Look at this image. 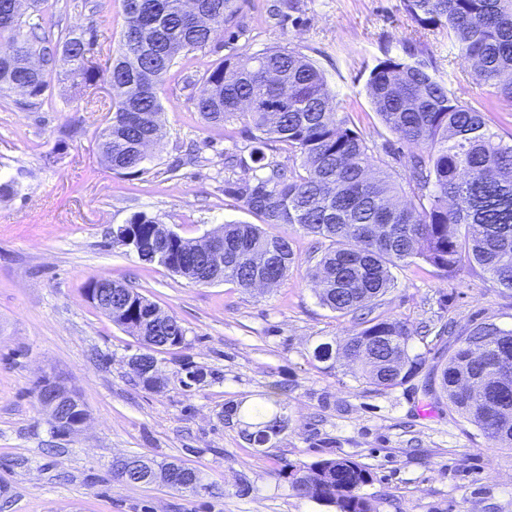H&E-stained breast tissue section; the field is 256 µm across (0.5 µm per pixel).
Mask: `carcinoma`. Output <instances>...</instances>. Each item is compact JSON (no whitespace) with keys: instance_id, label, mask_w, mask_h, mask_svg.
Listing matches in <instances>:
<instances>
[{"instance_id":"carcinoma-1","label":"carcinoma","mask_w":512,"mask_h":512,"mask_svg":"<svg viewBox=\"0 0 512 512\" xmlns=\"http://www.w3.org/2000/svg\"><path fill=\"white\" fill-rule=\"evenodd\" d=\"M20 0H0V16L9 15L11 32L0 41V92L27 85L29 106L39 104L48 79L66 69L73 84L104 80L112 88L115 110L99 134L102 155L112 171L136 175L151 156L143 142L162 138L159 86L182 53L205 48L220 28L232 26L237 0H197L208 17L202 24L182 13L183 0H137L140 13L126 2L120 56L102 71L85 57L102 52L94 32L68 33L54 45L38 35L42 18L31 21L16 10ZM423 28L444 34L460 56L472 63L470 77L512 102V0H402ZM205 88L194 108L213 125L248 119L251 178L224 181V192L243 202L259 224L223 227L224 266L216 282L241 288L259 284L265 274L280 281L295 264L287 226H298L320 253L312 273L322 306L355 323L341 340L322 342L312 353L318 362L342 359L356 378L389 389L418 374L425 356L412 350L416 331L398 319L370 317L374 301L396 285L393 270L427 264L450 274L463 265L478 267L501 288L512 290V143L494 132L485 118L489 108L466 107L450 96L447 83L423 61L387 57L370 71L366 89L371 104L399 142L412 148L406 183L410 200L387 171L375 167L365 139L351 128L342 101L327 88L323 72L305 56L270 49L227 57L209 66ZM279 146L297 164H275L266 150ZM145 213L112 230L133 236L145 248L158 247L154 224ZM205 249L182 236L162 251L170 271L194 280ZM152 302L131 304L112 314V323L137 336L147 350L158 347L156 333L167 330L169 315L148 318ZM440 376L448 403L494 443L512 447V387L495 384L497 371L512 366V329L481 322L457 338ZM243 439L262 448L288 426L282 401L268 398L251 410ZM185 481L194 494L211 490L202 474L184 463ZM295 494L325 501L340 512H371L362 490L370 472L347 458L285 464Z\"/></svg>"}]
</instances>
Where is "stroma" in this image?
I'll use <instances>...</instances> for the list:
<instances>
[{
	"label": "stroma",
	"mask_w": 512,
	"mask_h": 512,
	"mask_svg": "<svg viewBox=\"0 0 512 512\" xmlns=\"http://www.w3.org/2000/svg\"><path fill=\"white\" fill-rule=\"evenodd\" d=\"M273 0H238V37L218 31L205 49L177 58L160 86L163 137L145 172L109 169L98 136L112 105L105 82L72 89L52 76L41 107L20 94L0 96V512H336L300 498L280 469L288 463L349 458L373 477L365 492L375 512H512V449L495 445L447 399H434L425 374L378 390L348 367L312 357L322 342L347 335L351 318L320 305L311 281L313 238L289 230L296 262L268 288L199 284L111 246L112 228L142 212L183 237L198 239L228 222L256 223L225 180L251 177L245 119L204 123L193 101L203 73L225 56L285 48L311 59L329 90L354 107L356 130L378 167L403 180L408 147L383 126L367 95L370 70L385 57L433 63L459 104L492 96L472 83L469 62L439 33L419 27L402 0H295L287 16ZM50 37L94 31L119 51L123 0H44ZM56 163H46L47 155ZM236 155L233 168L224 159ZM397 285L374 313L410 327L427 368L444 364L454 336L479 322L512 329V290L480 268L445 275L428 265L396 270ZM127 283L175 317L182 344L156 352L160 382L149 389L129 361L141 343L87 299L89 280ZM201 371V381L187 373ZM49 377L74 389L85 424L53 429L36 385ZM285 402L288 427L254 448L226 407L247 412L268 395ZM145 456L199 470L211 491L198 495L114 478L115 457Z\"/></svg>",
	"instance_id": "1"
}]
</instances>
